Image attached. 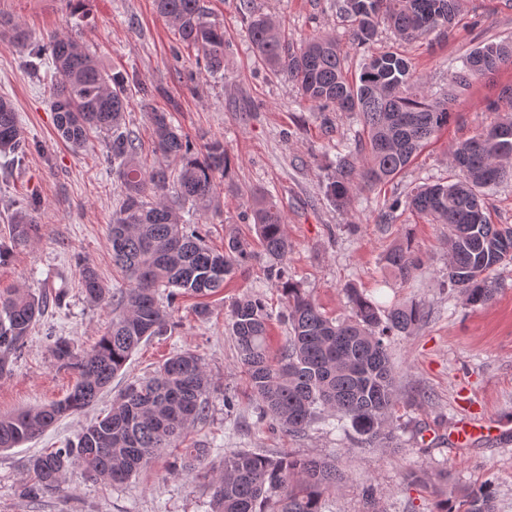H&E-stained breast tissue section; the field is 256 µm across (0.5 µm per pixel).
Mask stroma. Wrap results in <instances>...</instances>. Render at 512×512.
<instances>
[{
  "label": "stroma",
  "instance_id": "35a3bbf8",
  "mask_svg": "<svg viewBox=\"0 0 512 512\" xmlns=\"http://www.w3.org/2000/svg\"><path fill=\"white\" fill-rule=\"evenodd\" d=\"M203 4L224 30V70L217 74L199 65L193 51L173 62L175 35L154 0H85L78 9L69 0H0V14L19 21L30 44L53 34L74 39L95 53L107 72L120 71L140 83L126 126L147 162L156 159L149 116L154 107L168 111L178 132L197 145L223 142L231 170L220 212L176 205L183 220L199 225L209 246L223 249L232 235L257 242L249 219L252 197L267 191L285 217L288 272L322 312L340 321L351 318L349 285L385 308L412 303L422 308L424 319L414 333L392 337L388 344L396 441L368 446L319 423L299 436L258 423L229 331V310L236 298L262 296L272 312L271 351L284 343L288 326L281 317V293L264 279L260 256L213 298L209 320L195 316V296L179 297L173 333L141 344L113 389L189 349L202 357L211 379L209 417L190 434L191 441L213 450L206 467L219 466L226 452L243 448L335 460L344 479L326 495L324 512H435L428 481L444 472L456 488L491 484L497 512H512V438L496 431L500 425L512 428V263L494 272L498 291L491 303L467 306L446 278L447 225L388 209L392 199L419 185L452 179L451 152L493 122L487 106L512 88V65L493 80H477L452 103L447 128L392 183L379 190L355 184L350 204L341 210L326 197L325 185L337 153L362 131L359 113L320 111L304 102L285 76L263 67L248 38L240 0ZM251 7L277 21L290 42L335 37L353 75L367 51L397 45L382 26L372 48L358 46L336 0H251ZM460 9L461 24L448 38L430 36L401 46L430 94L446 86L449 67L459 65L466 52L489 40L512 39V0H460ZM28 61V46L0 41V96L13 101L27 144L19 165L6 166L0 156V237L8 236V217L18 202L34 201L37 221L31 241L0 265V290L60 291L64 301L32 330L12 376L0 379V413L63 398L73 377L53 367L51 337H66L87 350L112 320L111 307L84 299L77 258L92 264L106 287L121 281L107 242L120 198L117 179L102 162L109 139L93 135L81 150L61 140L50 106L52 74L45 68L32 73ZM399 244L409 245L420 262L406 282L395 280L383 261ZM228 397L234 408H225ZM88 419L85 413L72 415L37 438L0 451V512H209L204 481L172 473L171 449L122 484L92 480L75 468L66 477L65 494L37 501L21 497L19 484L30 460L44 449L62 447ZM463 420L486 426V433L463 446L451 443L449 433ZM369 488L376 496L372 504L365 494Z\"/></svg>",
  "mask_w": 512,
  "mask_h": 512
}]
</instances>
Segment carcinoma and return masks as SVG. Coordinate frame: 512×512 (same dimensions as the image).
I'll list each match as a JSON object with an SVG mask.
<instances>
[{
    "instance_id": "obj_1",
    "label": "carcinoma",
    "mask_w": 512,
    "mask_h": 512,
    "mask_svg": "<svg viewBox=\"0 0 512 512\" xmlns=\"http://www.w3.org/2000/svg\"><path fill=\"white\" fill-rule=\"evenodd\" d=\"M158 13L174 28L171 49L202 54L211 73L224 71V31L208 19L200 0H155ZM339 10L354 28L358 42H371L380 22L403 42L430 34L448 37L461 22L459 0H339ZM0 31L16 43L27 31L0 15ZM247 33L260 62L295 84L300 95L324 112H357L363 133L339 156L326 192L338 207L349 203L350 190L361 181L369 187L397 177L425 144L448 125V102L464 95L479 78H491L512 65V40L487 41L470 50L462 66L448 71L444 100L429 98L411 61L392 48L372 54L356 78L348 76L346 57L333 36L312 38L295 46L268 17L252 14ZM52 71L51 109L58 135L73 148L85 147L91 132L112 136L103 156L120 182L121 202L108 235L112 262L128 285L104 287L94 267L78 263L81 292L93 305L110 301L118 309L106 334L87 351L62 337L53 338L50 355L59 370L76 381L62 399L34 409L0 414V449L19 446L47 431L63 417L92 406L110 387L141 343L172 329V308L183 294L204 298L197 318L212 310L205 298L224 288L252 257L249 244L228 240L224 253L214 252L196 229L179 222L174 203L190 201L202 211L220 208L219 178L227 171L224 144L212 141L200 149L172 126L168 112H150L155 152L177 159L176 178L163 164L147 167L139 146L126 130L130 85L121 74H109L97 59L70 38L52 35L31 49ZM497 113L490 126L461 141L450 156L458 170L446 185L418 186L406 199L392 203L435 224L448 225V283L470 306L493 300L497 288L491 273L512 262V226L492 224L482 204L483 190L512 178V96L489 103ZM25 141L12 102L0 97V154L21 160ZM251 218L266 256L264 278L285 299L288 337L279 356L269 355L268 312L264 300L244 296L232 302L230 326L259 420L290 434H301L315 422L337 421L365 443L393 438L391 413L396 403L388 353L392 336H409L423 321L416 305L382 311L359 290L346 289L353 316L327 317L288 275L290 249L285 219L265 196L255 198ZM29 206L16 207L9 237L0 240V262L30 241ZM387 268L406 281L419 261L399 245L384 256ZM166 295H161L160 287ZM47 298L24 288L0 292V378L12 373L28 336L43 317ZM209 376L202 358L190 351L167 358L151 376L127 384L103 416L86 425L62 448L33 457L21 482L22 496L37 500L64 492L67 473L80 467L96 481L122 483L164 448H177L196 425L207 421ZM211 449L195 443L185 449L179 468L207 480L211 512H323L325 495L343 480L336 465L294 453L276 456L239 449L224 455L218 470L199 466ZM436 512H496L493 488L448 489V473L435 485Z\"/></svg>"
}]
</instances>
